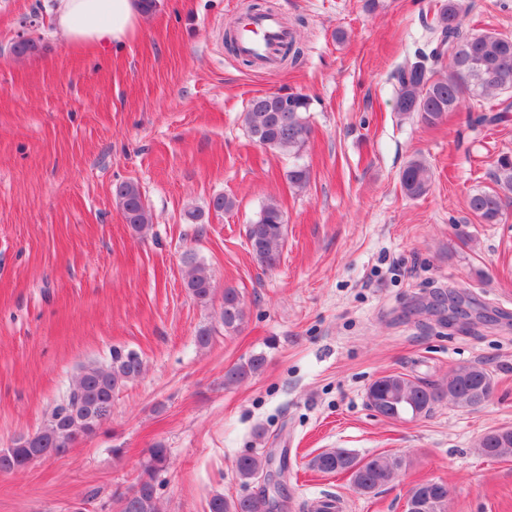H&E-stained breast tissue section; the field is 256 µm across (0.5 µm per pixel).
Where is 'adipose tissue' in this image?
I'll use <instances>...</instances> for the list:
<instances>
[{"instance_id": "adipose-tissue-1", "label": "adipose tissue", "mask_w": 512, "mask_h": 512, "mask_svg": "<svg viewBox=\"0 0 512 512\" xmlns=\"http://www.w3.org/2000/svg\"><path fill=\"white\" fill-rule=\"evenodd\" d=\"M141 17L140 0H58L54 27L70 47L104 50L132 37Z\"/></svg>"}]
</instances>
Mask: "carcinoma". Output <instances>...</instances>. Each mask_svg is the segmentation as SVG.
Segmentation results:
<instances>
[{"instance_id":"obj_1","label":"carcinoma","mask_w":512,"mask_h":512,"mask_svg":"<svg viewBox=\"0 0 512 512\" xmlns=\"http://www.w3.org/2000/svg\"><path fill=\"white\" fill-rule=\"evenodd\" d=\"M476 8L473 0H442L432 17H423L428 32L425 47L394 69L396 97L394 110L402 118L417 117L428 126H437L448 113L464 107L477 113L471 123L482 126L501 116L486 115L485 102L502 93L512 92V36L496 31L476 33L465 23ZM311 100L302 93H271L250 101L243 114L251 138L260 145L294 159L284 177L288 186L305 188L311 178L308 166L299 163L309 134L307 113ZM432 173L427 162L413 157L405 164L400 182L409 198L425 195ZM496 188L475 191L468 197L470 211L485 224H496L503 214L505 200L512 195V156L500 155L493 170ZM116 197L126 223L138 233L148 229L151 214L137 184L123 182L116 187ZM246 236L252 254L266 268L276 267L284 246L285 224L279 203L270 200L258 218L247 227ZM184 287L199 303L208 304L213 283L207 268L189 259ZM246 312L243 296L236 288L224 289L219 321L224 332L234 333L244 324ZM267 354L254 352L224 373V385H237L259 374L267 364ZM144 363L131 350L112 349L106 365L84 366L67 396L50 411L45 424L28 442H16L8 450L0 449V473L24 469L32 456L62 455L78 440L94 436L112 415V398L121 388L142 375ZM493 387L489 371L480 364L463 365L447 378L428 381L406 373H391L373 381L367 389L368 405L391 419H416L430 414L436 403L448 397L460 408H475L488 399ZM478 453L486 458L512 456V428L490 430L477 443ZM169 464L168 450L157 444L149 450L142 465L135 495L121 497V512H159L157 478ZM269 458L245 454L236 460L235 471L244 485L263 474ZM312 468L326 474L345 473L353 485L366 494L379 491L394 482L407 466L396 454L359 457L345 450L322 452L311 461ZM411 492L427 503L426 512H447L448 485L427 480L416 484ZM262 499L247 495L228 499L215 495L209 512H262Z\"/></svg>"}]
</instances>
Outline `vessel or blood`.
Wrapping results in <instances>:
<instances>
[{"label": "vessel or blood", "instance_id": "vessel-or-blood-1", "mask_svg": "<svg viewBox=\"0 0 512 512\" xmlns=\"http://www.w3.org/2000/svg\"><path fill=\"white\" fill-rule=\"evenodd\" d=\"M289 38L288 28L272 12L244 17L237 24L239 53L264 67L275 66L282 45Z\"/></svg>", "mask_w": 512, "mask_h": 512}]
</instances>
